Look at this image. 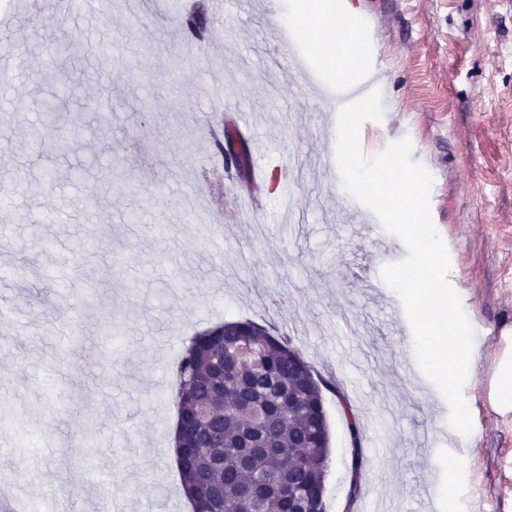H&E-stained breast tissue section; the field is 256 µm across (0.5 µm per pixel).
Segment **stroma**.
<instances>
[{
	"label": "stroma",
	"instance_id": "35a3bbf8",
	"mask_svg": "<svg viewBox=\"0 0 512 512\" xmlns=\"http://www.w3.org/2000/svg\"><path fill=\"white\" fill-rule=\"evenodd\" d=\"M35 15L0 58V98L28 121L68 73L76 95L62 127L31 157L15 154L0 115V290L18 315L0 338V480L33 512H97L120 496L126 512H188L166 457L177 412L172 379L195 334L249 319L288 336L343 392L327 396L328 512H512V412H496L488 375L512 329V0H329L351 19L363 63L335 88L377 69L383 116L364 122L366 155L402 138L434 183L433 223L451 259L449 279L475 331L474 377L463 387L473 446L448 438V405L420 370L410 324L381 279L403 243L379 219L343 227L348 213L335 162L338 115L277 59L274 15L299 0H231L223 13L196 0L208 23L188 40L181 0H112V12H74L68 31L108 44L49 63L55 0H12ZM112 116L96 134L102 76ZM249 113L268 141L267 181L227 171L211 129ZM293 187L284 197L280 180ZM98 190L102 204L85 198ZM163 226L155 241L129 217ZM94 232L104 250L75 252ZM97 347L83 370L68 351L72 327ZM363 430L366 465L353 477L347 426ZM468 457L456 490L448 465Z\"/></svg>",
	"mask_w": 512,
	"mask_h": 512
}]
</instances>
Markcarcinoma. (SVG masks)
<instances>
[{"label": "carcinoma", "instance_id": "1", "mask_svg": "<svg viewBox=\"0 0 512 512\" xmlns=\"http://www.w3.org/2000/svg\"><path fill=\"white\" fill-rule=\"evenodd\" d=\"M183 24L189 37H198L206 17L196 11ZM58 118L52 100L44 104L43 125L16 119L14 150L32 151ZM218 148L234 156L236 167H247V149L227 127ZM221 360L231 365L222 380ZM299 366L304 380L317 378L287 337L251 320L227 321L214 334L208 330L190 339L177 365L178 419L195 423L204 406L224 415L218 424L224 446L211 444L209 425L185 439L188 452L179 473L192 506L203 503L208 512H326L330 448L323 391L336 388L322 378L320 390L288 402L300 389L294 376Z\"/></svg>", "mask_w": 512, "mask_h": 512}]
</instances>
